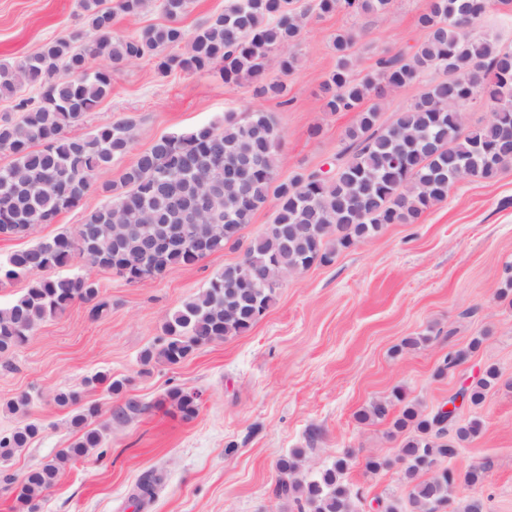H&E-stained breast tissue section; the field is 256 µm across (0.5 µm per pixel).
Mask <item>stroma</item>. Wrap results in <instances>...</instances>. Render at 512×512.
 <instances>
[{"label":"stroma","instance_id":"obj_1","mask_svg":"<svg viewBox=\"0 0 512 512\" xmlns=\"http://www.w3.org/2000/svg\"><path fill=\"white\" fill-rule=\"evenodd\" d=\"M426 3L393 0L385 15L320 17L309 12V0H294V9L306 15L298 66L283 75L273 54L263 70L264 81L287 84L285 105L255 96L249 80L227 84L215 72L160 74L148 57L114 67L108 94L69 132L85 135L128 119L130 150L100 171L97 189L54 223L26 237L0 238V257L75 232L106 203L100 184L118 181L155 140L223 124L230 112L241 119L261 110L274 118L281 135L279 178L328 168L355 120L354 113L323 108L320 87L336 65L332 36L353 34L354 74L363 77L385 51L417 45L423 34L416 20ZM83 26L77 0H0V63ZM314 126L321 129L315 137L309 134ZM242 253L228 248L139 284L79 258L58 268L61 276L97 280L108 307L94 318L90 304L75 301L0 359V433L25 419L41 427L26 448L0 462V512H14L27 471L78 438L71 417L92 404L100 411L91 425L103 434L102 448L65 464L39 512H133L130 498L151 471L164 480L144 512H297L293 502L274 495L275 460L295 448L303 449L308 471L353 450L347 479L363 491L355 510L381 512L380 502L406 499L398 459L403 437L390 424L358 422L357 412L399 387L430 413L490 365L500 371L497 386L480 406L459 410L480 417L484 431L452 464L459 481L445 512H458L471 497L483 500L485 512H512V300L499 296L512 277V166L492 181L454 184L419 223L384 226L332 263L290 276L250 331L203 346L174 367L142 365L140 356L157 344L166 316ZM419 335L427 336L425 345L403 349L405 338ZM476 337L482 344L469 352ZM459 350L467 353L462 363L437 376L442 358ZM101 372L125 380L122 394L94 383ZM173 388L201 392L195 417L184 420L161 406ZM62 390L77 393L76 404L58 406L54 396ZM24 393L32 398L27 416L8 412L6 402ZM129 398L142 412L113 424V409ZM313 430L318 437L312 441ZM369 456L387 461V468L367 472ZM481 464L488 467L484 481L466 484V472Z\"/></svg>","mask_w":512,"mask_h":512}]
</instances>
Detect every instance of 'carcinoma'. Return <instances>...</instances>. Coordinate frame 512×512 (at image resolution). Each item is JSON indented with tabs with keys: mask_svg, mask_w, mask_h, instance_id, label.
I'll return each mask as SVG.
<instances>
[{
	"mask_svg": "<svg viewBox=\"0 0 512 512\" xmlns=\"http://www.w3.org/2000/svg\"><path fill=\"white\" fill-rule=\"evenodd\" d=\"M392 0H313L320 15L386 13ZM191 0H162L168 22L152 25L136 36L112 35L117 15H139L146 0H81L86 30L45 43L14 64H0V98L14 97L23 88L38 98H22L19 115L0 119V151L14 160L0 167V235L26 237L63 211L79 205L94 186L97 172L131 148L132 122L119 120L84 136L67 129L92 112L112 85V66L147 56L158 57L157 68L167 74L179 69L192 73L218 70L226 83L243 79L257 83L256 92L282 99L288 88L261 79L264 63L275 53L281 71L293 72L305 14L290 9V0H227L219 13L193 32L179 20ZM497 0H427L417 19L423 39L414 50L386 54L373 72L354 76V37L338 32L332 38L336 67L323 82L328 112H355V123L343 137L336 165L328 178L298 172L277 179L281 136L274 119L254 112L244 120L232 116L224 126L198 125L180 134L158 138L126 168L119 182L102 185L109 203L89 214L77 233H59L0 259V285L68 265L74 257L91 266L112 270L131 283L139 278L137 264L144 238L153 229L189 224L199 238L235 248L236 234L269 199L275 200L272 224L246 246L241 259L224 266L208 286L169 314L158 346L145 350L143 365L177 366L201 347L250 330L276 296L275 283L290 270L326 265L336 253L375 236L387 224H417L424 212L448 198L464 164L474 178L492 181L512 165V49H501L478 33ZM446 79L431 85L390 123L381 121L378 99L386 91L414 83L427 70ZM474 99L492 107L497 117L468 129L461 108ZM183 191L188 202L177 208L172 196ZM203 260L185 251L152 255L144 278L161 277L177 266ZM269 288L252 287L257 264ZM93 304L92 316L102 313L100 286L90 278H39L5 306H0V358L24 344L44 320L65 311L74 301ZM475 339L469 351H475ZM467 351V352H469ZM448 352L438 375L454 370L467 356ZM494 367L466 387L468 402L477 405L489 387L498 383ZM402 390L373 399L358 414L361 421L391 420L407 436L401 446L405 462L407 512H442L456 487V473L446 465L462 443L480 435L483 424L461 422L437 413L420 414L406 405ZM172 415L195 416L200 400L180 388L168 391L159 405ZM143 410L135 399L117 408L111 421L126 422ZM99 415L95 405L75 415L82 429L78 440L52 459L30 470L17 497L18 512L39 506L42 494L57 481L67 461L84 457L102 445L101 433L89 427ZM28 422L0 433V457L12 458L39 432ZM353 451L348 450L307 478L297 477L302 451L279 456L274 494L293 501L298 512H355L360 492L346 480ZM436 468L428 479L420 472ZM163 480L151 473L138 485L134 508L140 510Z\"/></svg>",
	"mask_w": 512,
	"mask_h": 512,
	"instance_id": "1",
	"label": "carcinoma"
}]
</instances>
